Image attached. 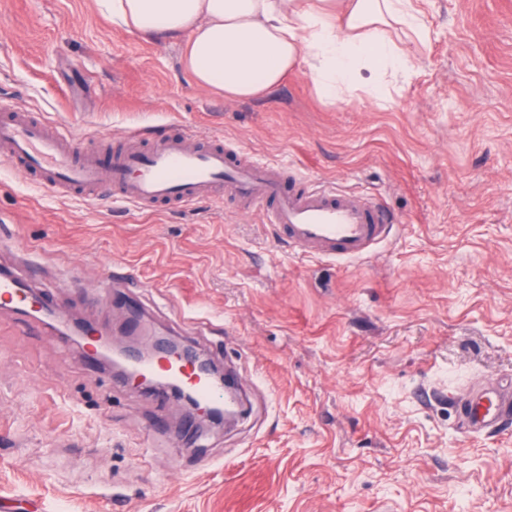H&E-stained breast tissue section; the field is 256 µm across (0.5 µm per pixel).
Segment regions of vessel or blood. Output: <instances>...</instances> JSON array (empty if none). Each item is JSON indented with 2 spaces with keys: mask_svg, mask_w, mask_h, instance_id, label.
<instances>
[{
  "mask_svg": "<svg viewBox=\"0 0 512 512\" xmlns=\"http://www.w3.org/2000/svg\"><path fill=\"white\" fill-rule=\"evenodd\" d=\"M0 159L37 171L41 188L50 192L93 198L107 183L113 197L141 210L234 200L262 210L279 238L304 255L353 262L396 230L379 203L308 177L285 175L228 142L194 145L185 129L145 146L101 152L59 135L34 113L5 111L0 113ZM22 282L17 273L0 274V304L26 315L30 309ZM142 371L183 382L202 405L236 403L237 391L198 375L187 360L163 358ZM459 411L465 433L503 428L512 419V387L483 383Z\"/></svg>",
  "mask_w": 512,
  "mask_h": 512,
  "instance_id": "obj_1",
  "label": "vessel or blood"
}]
</instances>
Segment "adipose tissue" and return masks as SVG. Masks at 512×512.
<instances>
[{
	"instance_id": "adipose-tissue-1",
	"label": "adipose tissue",
	"mask_w": 512,
	"mask_h": 512,
	"mask_svg": "<svg viewBox=\"0 0 512 512\" xmlns=\"http://www.w3.org/2000/svg\"><path fill=\"white\" fill-rule=\"evenodd\" d=\"M113 28L185 43L193 82L228 99L265 95L307 69L329 100L357 83L410 69L388 38L399 26L426 34L412 0H93Z\"/></svg>"
}]
</instances>
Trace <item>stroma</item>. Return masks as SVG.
I'll return each instance as SVG.
<instances>
[{"label":"stroma","mask_w":512,"mask_h":512,"mask_svg":"<svg viewBox=\"0 0 512 512\" xmlns=\"http://www.w3.org/2000/svg\"><path fill=\"white\" fill-rule=\"evenodd\" d=\"M413 72L332 102L308 71L263 97L196 86L184 45L92 0H0V106L98 149L191 129L386 206L365 259L303 256L231 201L141 211L56 195L0 161V268L64 313L116 292L240 374L246 413L177 454L144 392L0 307V512H512V430L449 395L512 380V0H420Z\"/></svg>","instance_id":"1"}]
</instances>
